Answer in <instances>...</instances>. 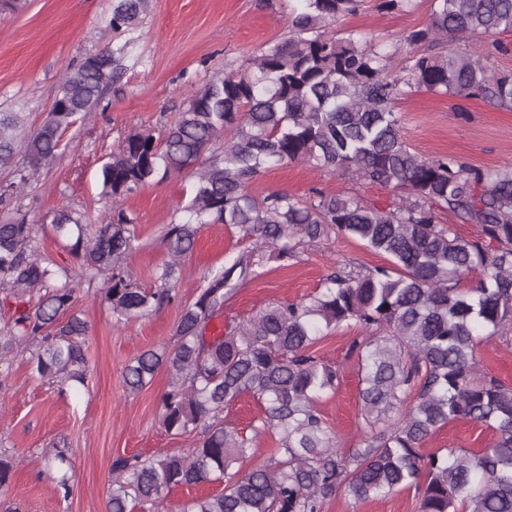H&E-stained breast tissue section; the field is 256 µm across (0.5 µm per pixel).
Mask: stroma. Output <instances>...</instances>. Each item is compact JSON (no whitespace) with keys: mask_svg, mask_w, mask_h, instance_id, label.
<instances>
[{"mask_svg":"<svg viewBox=\"0 0 512 512\" xmlns=\"http://www.w3.org/2000/svg\"><path fill=\"white\" fill-rule=\"evenodd\" d=\"M431 3L413 0L407 10L381 12L377 0H364L340 27L383 40L389 67L396 71L407 52L401 35L428 22ZM111 11L112 0H26L17 11H0V112L24 113L28 129L44 122L63 77L82 58L106 47L118 52L116 77L102 106L63 131L58 158L29 174L18 197L0 205L1 223L25 216L38 230L41 250L70 271L76 263L56 239L51 215L71 210L85 223H102L112 205L100 179L108 154L131 134L149 130L162 136L214 75L237 68L260 47L288 35V0H153L151 12L131 32L112 30ZM397 110L404 138L419 155L455 156L483 170L512 168V111L481 99L460 101L416 89L398 100ZM194 181L188 172L171 176L121 202L138 234L137 248L124 265L145 287L160 285L157 272L169 259L162 242L166 226L183 219ZM314 188L381 207L397 197L391 189L305 163L269 170L250 185L257 195L282 190L303 196ZM244 247L236 229L203 225L177 270L178 302L126 323L116 322L104 300V276L75 281L74 307L90 327L85 345L90 383L83 389L41 379L30 370L29 351L13 355L0 386V448L17 459L18 467L0 489V512H106L116 457H150L193 446V436H171L161 425L167 373L158 371L143 390L130 394L123 371L143 351L172 343L181 306L193 301L204 273L231 262ZM337 262L370 268L384 259L353 239L331 236L300 249L288 263H268L260 275L238 285L220 318L242 322L274 302L306 298ZM360 334L358 326H344L314 346L339 374L335 394L320 403L319 411L337 448L345 451L359 447L363 438L357 357L350 352ZM477 358L485 372L512 384V336L484 338ZM492 441V430L458 420L435 433L424 450L477 452ZM63 444L75 450L72 492L66 498L55 494L46 466L47 453ZM417 507V493L408 488L364 502L341 490L323 512H417Z\"/></svg>","mask_w":512,"mask_h":512,"instance_id":"35a3bbf8","label":"stroma"}]
</instances>
